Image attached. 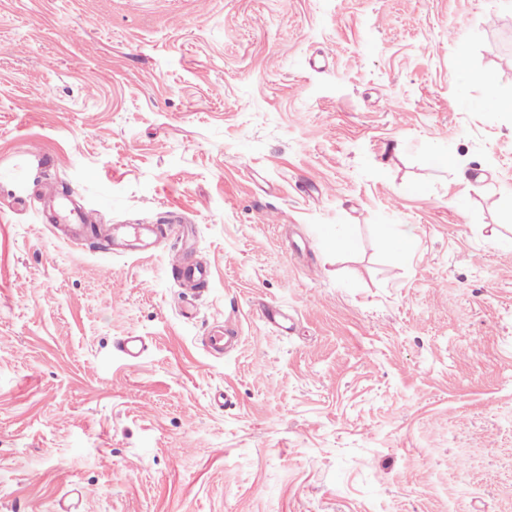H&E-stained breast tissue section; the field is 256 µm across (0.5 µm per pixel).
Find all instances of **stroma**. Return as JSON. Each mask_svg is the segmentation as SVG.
I'll list each match as a JSON object with an SVG mask.
<instances>
[{
    "label": "stroma",
    "instance_id": "stroma-1",
    "mask_svg": "<svg viewBox=\"0 0 512 512\" xmlns=\"http://www.w3.org/2000/svg\"><path fill=\"white\" fill-rule=\"evenodd\" d=\"M506 57L512 0H0V512H512ZM49 209L51 212L50 223L69 225L75 241L80 240L84 227L91 225L89 224L88 215L67 201H56L54 199L49 204ZM189 227H162L158 224H115L110 236V251L116 246V238L122 237L129 242V247L147 251L162 239L174 236L180 239L188 235Z\"/></svg>",
    "mask_w": 512,
    "mask_h": 512
}]
</instances>
